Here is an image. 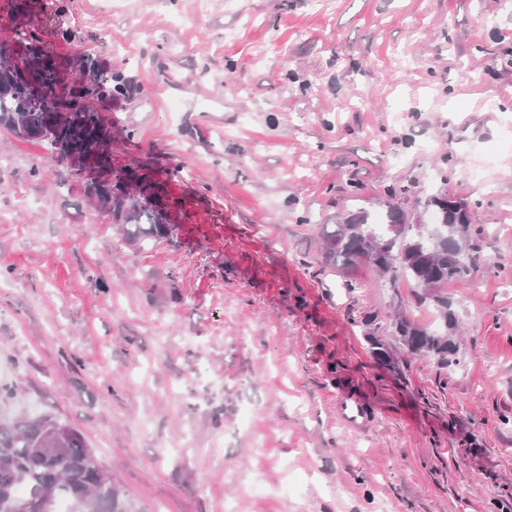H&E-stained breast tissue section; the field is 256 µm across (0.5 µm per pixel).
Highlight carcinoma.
Returning a JSON list of instances; mask_svg holds the SVG:
<instances>
[{"label": "carcinoma", "instance_id": "cac0c4a2", "mask_svg": "<svg viewBox=\"0 0 512 512\" xmlns=\"http://www.w3.org/2000/svg\"><path fill=\"white\" fill-rule=\"evenodd\" d=\"M13 46H33L46 56L38 77L46 83L60 82L62 96L38 105L30 98L31 79L0 66V129L24 140V129L51 120L63 151L55 153L49 141L44 145L56 162L68 166L102 132L99 103L107 98H130L136 89L119 75H104L98 61L89 57L58 60L34 35L17 31L12 37H1L0 57ZM409 192L407 187L391 192L384 223L370 221L361 209L346 212L334 230L324 236L323 253L332 264L338 260L346 265L367 263L389 279L393 288L405 280L422 289L423 298L431 299L436 306V326L421 324L402 310L393 321V335L407 353L429 356L448 365L459 352L458 322L448 297L439 290L464 279L475 261L468 223L472 207L465 200L464 210L445 219L459 244L450 259L446 233L423 248L418 246L423 229L405 223V212L395 204L398 195ZM161 193L158 182L134 172L126 174L123 184L113 189L104 185L95 194L83 189L94 210L109 223L122 226L127 239L136 244L168 239L173 234ZM372 238L388 241L389 248L402 255V261L392 268L385 267L383 260L371 253ZM366 341L374 360L393 365L391 350L384 341L373 333L366 336ZM64 425L66 422L49 413L0 419V512H55L61 497L69 501L71 512H134L115 486L99 481L96 464L78 430L53 437L55 427Z\"/></svg>", "mask_w": 512, "mask_h": 512}]
</instances>
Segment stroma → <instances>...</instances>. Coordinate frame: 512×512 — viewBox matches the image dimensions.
Segmentation results:
<instances>
[{
  "instance_id": "obj_1",
  "label": "stroma",
  "mask_w": 512,
  "mask_h": 512,
  "mask_svg": "<svg viewBox=\"0 0 512 512\" xmlns=\"http://www.w3.org/2000/svg\"><path fill=\"white\" fill-rule=\"evenodd\" d=\"M16 29L136 87L112 161L175 231L128 243L0 130L1 411L78 429L136 512H512V0H0ZM402 186L476 205L447 366L375 361L436 311L323 255ZM340 411L357 428L367 426V417L364 413L363 403L354 396L343 397L340 401Z\"/></svg>"
}]
</instances>
